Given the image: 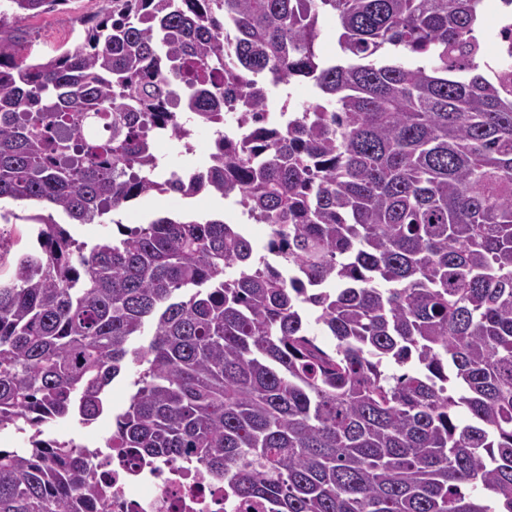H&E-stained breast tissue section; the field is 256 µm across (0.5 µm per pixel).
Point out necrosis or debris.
<instances>
[{
	"label": "necrosis or debris",
	"mask_w": 512,
	"mask_h": 512,
	"mask_svg": "<svg viewBox=\"0 0 512 512\" xmlns=\"http://www.w3.org/2000/svg\"><path fill=\"white\" fill-rule=\"evenodd\" d=\"M87 456L109 486V512H266L225 503L201 470L183 462L147 465L136 449L112 452L106 437Z\"/></svg>",
	"instance_id": "1"
}]
</instances>
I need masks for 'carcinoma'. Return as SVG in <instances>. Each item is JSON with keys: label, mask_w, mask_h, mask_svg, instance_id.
Segmentation results:
<instances>
[{"label": "carcinoma", "mask_w": 512, "mask_h": 512, "mask_svg": "<svg viewBox=\"0 0 512 512\" xmlns=\"http://www.w3.org/2000/svg\"><path fill=\"white\" fill-rule=\"evenodd\" d=\"M58 2L0 0V201L93 224L205 190L278 262L222 218L89 246L0 212L36 239L0 281V430L89 424L133 364L111 447L187 459L228 501L512 512V64L483 57L482 0H101L80 46L30 62L21 23ZM300 78L320 99L274 122L271 88ZM195 126L208 167L155 180L156 135ZM101 493L72 441L0 449V512Z\"/></svg>", "instance_id": "1"}]
</instances>
